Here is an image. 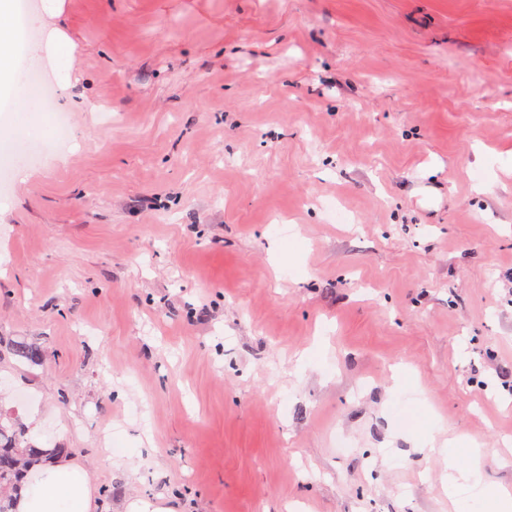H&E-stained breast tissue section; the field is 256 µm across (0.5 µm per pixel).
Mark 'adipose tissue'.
Listing matches in <instances>:
<instances>
[{"label":"adipose tissue","mask_w":512,"mask_h":512,"mask_svg":"<svg viewBox=\"0 0 512 512\" xmlns=\"http://www.w3.org/2000/svg\"><path fill=\"white\" fill-rule=\"evenodd\" d=\"M21 26L16 0H0V83L12 92L16 111H40L37 91L19 78L15 45ZM479 453L475 440L453 439L448 443V488L451 496L468 494L479 498L486 512H504L512 501L494 489L480 485ZM19 512H90L91 489L82 468L60 462L34 474Z\"/></svg>","instance_id":"1"}]
</instances>
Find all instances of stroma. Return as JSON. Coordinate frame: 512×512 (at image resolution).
I'll return each instance as SVG.
<instances>
[{"label": "stroma", "instance_id": "stroma-1", "mask_svg": "<svg viewBox=\"0 0 512 512\" xmlns=\"http://www.w3.org/2000/svg\"><path fill=\"white\" fill-rule=\"evenodd\" d=\"M27 2L0 409L91 512H454L428 412L512 491V0Z\"/></svg>", "mask_w": 512, "mask_h": 512}]
</instances>
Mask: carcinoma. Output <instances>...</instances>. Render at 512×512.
Here are the masks:
<instances>
[{"label":"carcinoma","mask_w":512,"mask_h":512,"mask_svg":"<svg viewBox=\"0 0 512 512\" xmlns=\"http://www.w3.org/2000/svg\"><path fill=\"white\" fill-rule=\"evenodd\" d=\"M12 354L36 365L43 354L35 345L20 341L12 345ZM68 453L66 448H41L24 437L19 422L0 411V512H10V504L22 496L26 472L41 462H54Z\"/></svg>","instance_id":"1"}]
</instances>
